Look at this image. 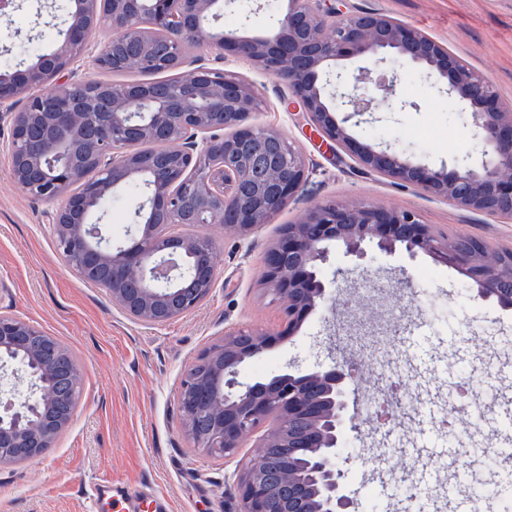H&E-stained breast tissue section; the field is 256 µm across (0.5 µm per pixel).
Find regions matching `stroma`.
I'll use <instances>...</instances> for the list:
<instances>
[{"instance_id":"obj_1","label":"stroma","mask_w":512,"mask_h":512,"mask_svg":"<svg viewBox=\"0 0 512 512\" xmlns=\"http://www.w3.org/2000/svg\"><path fill=\"white\" fill-rule=\"evenodd\" d=\"M345 14L384 12L420 28L447 45L512 105V0H332ZM285 0H227L216 26L239 24L244 34L270 31ZM60 21L58 0H20L11 25L0 24V68L29 62L51 50ZM209 64L258 87L261 122L280 130L306 154L309 176L302 200L290 203L273 223L249 237L212 228L218 244V278L192 311L162 326L125 314L110 293L66 268L58 252L47 204L17 190L0 151V312L34 323L65 344L84 372L82 399L70 428L43 457L0 465V512H92L96 484L112 481L150 489L157 512H230L239 459H224L191 447L181 425L177 389L186 366L242 328L279 331L285 326L280 303L261 285L265 256L280 228L296 223L308 203L356 200L413 211L419 222L442 238L473 237L489 253L512 252V221L470 210L402 187L334 151L313 135L302 113L289 105L286 85L252 65L209 54ZM411 106L349 120L361 140L404 150L411 162L438 167L472 152L474 140L465 112L446 88L407 70L400 86ZM350 270L333 294L351 299L338 311L319 308L294 335L245 365V382L281 373H310L339 359L338 342L376 330L385 353L395 358L390 378L359 346L360 378L349 393L359 412L391 381L411 384L413 396L392 438L400 453L398 469L372 454L379 434L357 421L341 435L338 466L352 501L361 512L374 481H386L378 497L383 512H452L445 496L459 472L478 480L504 482L512 476V364L491 362L496 349L512 346V308L481 299L458 269L427 256L408 259L403 250L368 247L364 259L335 248L323 269ZM437 438L441 455H407L419 434ZM497 458L494 470L475 464L477 455Z\"/></svg>"}]
</instances>
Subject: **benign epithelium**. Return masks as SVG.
I'll return each mask as SVG.
<instances>
[{"label":"benign epithelium","instance_id":"obj_1","mask_svg":"<svg viewBox=\"0 0 512 512\" xmlns=\"http://www.w3.org/2000/svg\"><path fill=\"white\" fill-rule=\"evenodd\" d=\"M221 0H110L105 20L112 39L90 43L99 0H72L56 47L32 62L0 69V122L10 125L8 175L27 196L51 206L63 263L81 277L92 270L112 276V302L135 320L164 325L196 308L187 284L211 291L217 264L197 243L216 241L220 225L243 235L270 224L298 200L308 179L307 160L281 131L258 120L260 94L239 77L209 66L206 52L245 60L286 84L293 102L322 141L344 149L363 166L403 186L496 217L512 220V107L494 87L420 29L384 12L343 15L324 0H287L276 30L246 36L216 28ZM347 56L370 62L348 82L336 74L340 105L355 114L376 112L398 98L401 76L380 64L391 58L420 69L433 84L470 108L475 153L452 169L411 162L390 146L355 138L335 117L320 75ZM185 69L173 80L112 85L65 78L83 65L127 73ZM151 143L157 148L142 149ZM141 181L150 190L138 209L130 246L104 240L90 221L115 187ZM160 224H188L194 232L157 236ZM361 260L366 247L409 258L418 253L465 273L483 298L509 307L498 289L512 281V263L459 250L441 240L415 214L369 202H314L300 221L282 229L265 259L262 282L284 305L277 333L224 334L184 372L178 409L195 448L232 458L265 428L254 455L238 463L237 512H347L343 472L337 466L340 430L360 418L350 414L347 387L352 362L296 376L242 382L240 369L300 325L330 298L333 281L321 276L331 246ZM0 362L30 379L27 394L0 392V464L42 457L71 426L79 406L83 371L70 351L35 324L0 313Z\"/></svg>","mask_w":512,"mask_h":512}]
</instances>
